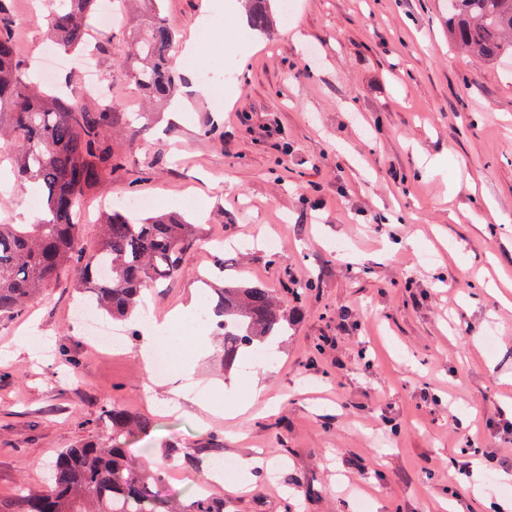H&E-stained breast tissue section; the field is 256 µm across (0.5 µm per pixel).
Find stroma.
<instances>
[{"label": "stroma", "instance_id": "stroma-1", "mask_svg": "<svg viewBox=\"0 0 512 512\" xmlns=\"http://www.w3.org/2000/svg\"><path fill=\"white\" fill-rule=\"evenodd\" d=\"M211 0H166L176 77L206 79L178 121L139 118L142 97L118 69L127 26L96 54L112 103L134 119L111 139L121 164L108 190L78 203L80 238L94 247L103 198L176 210L202 234L178 276L145 293L165 318L225 282L274 290L290 327L272 362L225 365L217 338L185 397L149 375L138 316L117 321L121 349L97 348L80 321L72 276L13 317H0V500L43 486L65 448L101 434L114 402L155 427L138 440L153 461L179 448L189 461L168 482L191 496L214 458L260 455L248 494L210 487L224 512H440L455 433L467 421L499 471L465 479L464 512L512 501V58L479 64L448 42L445 0H294L248 44L237 14ZM13 0L24 67L53 48L42 16ZM474 181L449 195L454 182ZM310 282L300 303L296 281ZM36 330L40 343L16 339ZM258 383L249 416L224 419L194 402L214 386Z\"/></svg>", "mask_w": 512, "mask_h": 512}]
</instances>
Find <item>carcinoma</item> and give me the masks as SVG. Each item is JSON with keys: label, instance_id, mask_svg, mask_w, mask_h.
I'll return each mask as SVG.
<instances>
[{"label": "carcinoma", "instance_id": "cac0c4a2", "mask_svg": "<svg viewBox=\"0 0 512 512\" xmlns=\"http://www.w3.org/2000/svg\"><path fill=\"white\" fill-rule=\"evenodd\" d=\"M142 22L119 67L149 101L172 99L178 84L170 65L175 33L163 14V0H148ZM97 0H56L47 14L57 45L65 50L111 44L112 34L93 30ZM253 29L271 24V0H246ZM9 0H0V126L17 145L18 179L36 183L42 209L34 223L0 224V315L13 316L66 271L95 309L126 317L143 305L142 294L177 276L184 254L197 240L196 225L176 211L142 216L126 209L104 215L94 250L80 240L75 210L89 192L105 187L116 166L109 138L130 124L124 113L94 103L73 86L66 95L40 86L22 68L9 29ZM448 38L477 61L512 56V0H448ZM204 311L220 319L224 360L232 364L249 348L281 335L289 323L281 298L259 287L224 285ZM100 419L105 436L80 440L58 454L50 483L39 491L25 486L0 512H224V503L195 493L186 505L164 497L165 471L136 461L131 439L146 436L153 422L108 404Z\"/></svg>", "mask_w": 512, "mask_h": 512}]
</instances>
